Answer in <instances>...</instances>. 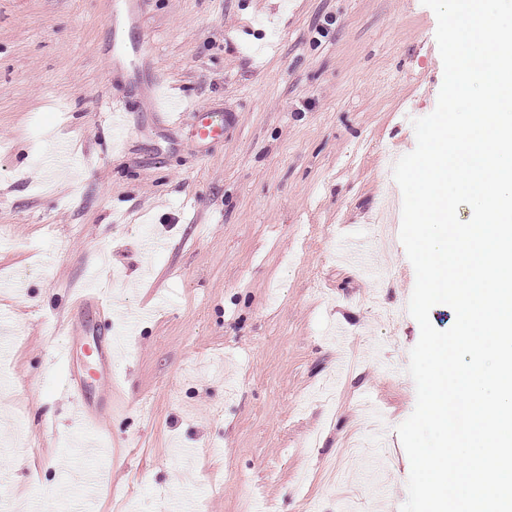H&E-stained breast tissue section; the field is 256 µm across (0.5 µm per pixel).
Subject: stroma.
Returning a JSON list of instances; mask_svg holds the SVG:
<instances>
[{
  "instance_id": "1",
  "label": "stroma",
  "mask_w": 512,
  "mask_h": 512,
  "mask_svg": "<svg viewBox=\"0 0 512 512\" xmlns=\"http://www.w3.org/2000/svg\"><path fill=\"white\" fill-rule=\"evenodd\" d=\"M0 0V512H400L415 272L389 164L436 107L421 0ZM146 43L112 53V32ZM183 118L158 121L154 86ZM128 109L127 146L107 121ZM218 131L197 135L194 111ZM165 238L159 252L140 249ZM362 240L382 273L339 251ZM96 281L143 320L87 454L58 349ZM195 449L185 459L183 449Z\"/></svg>"
}]
</instances>
